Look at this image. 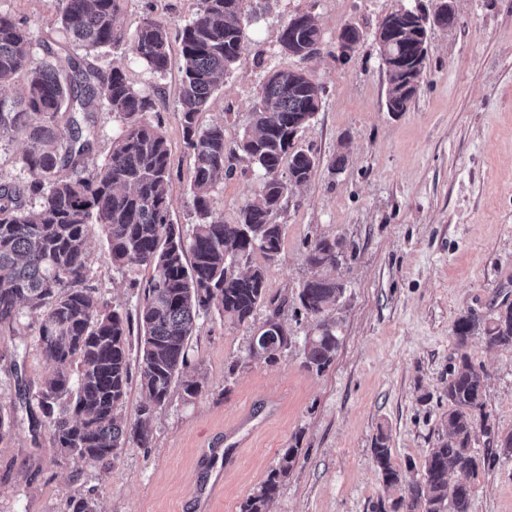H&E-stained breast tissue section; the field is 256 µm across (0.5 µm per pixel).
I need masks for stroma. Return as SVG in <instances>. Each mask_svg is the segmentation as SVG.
<instances>
[{"label":"stroma","instance_id":"obj_1","mask_svg":"<svg viewBox=\"0 0 512 512\" xmlns=\"http://www.w3.org/2000/svg\"><path fill=\"white\" fill-rule=\"evenodd\" d=\"M434 0H270L245 29V50L209 99L204 122L221 121L235 142L251 122L270 68L297 67L279 43L283 26L309 13L322 32L320 52L307 62L324 89L322 107L297 147L319 160L312 178L292 190L274 218L283 225L279 257L266 267L269 297L255 321L278 315L294 344L274 364L249 358L250 331L210 312L192 338L185 379L201 391L184 400L173 385L155 414L147 446L129 442L106 467L64 456L35 395L50 373L28 319L0 326V407L14 425L0 438V512H69L72 497L95 498L98 512H240L285 448L299 460L268 512H379L393 493L383 484L372 448L385 432L400 469L419 470L445 439L448 372L458 356L454 321L473 311L489 315L512 304V0H456L459 23L432 27L426 75L408 111H387L385 70L374 32L401 8L432 12ZM58 0H0V14L27 26L34 44H67L56 21ZM199 0H123L117 25L133 35L151 16L169 26V65L151 72L129 44L93 56L101 70L122 67L156 104L148 121L170 146L171 218L195 222L191 152L177 112L182 56L179 32ZM347 25L364 33L350 57L336 48ZM342 169L332 170L336 156ZM259 186L238 173L211 194L212 210L235 223ZM87 264L92 285L113 308L135 317L145 270L112 263L103 228L89 224ZM347 242L353 256L335 271L346 293L334 317L340 346L317 373L303 365L314 320L295 311L309 276L308 243L321 236ZM466 351L486 374L485 403L499 433L512 432V349L469 339ZM278 396L275 414L239 449L225 471L212 449L241 412ZM472 512H512V460L479 467Z\"/></svg>","mask_w":512,"mask_h":512}]
</instances>
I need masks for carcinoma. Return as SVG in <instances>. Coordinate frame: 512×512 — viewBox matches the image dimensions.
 Masks as SVG:
<instances>
[{
  "label": "carcinoma",
  "instance_id": "obj_1",
  "mask_svg": "<svg viewBox=\"0 0 512 512\" xmlns=\"http://www.w3.org/2000/svg\"><path fill=\"white\" fill-rule=\"evenodd\" d=\"M247 0H200L196 16L180 32L182 88L180 122L193 166L192 204L197 218L183 235L170 219V151L157 125L144 119L156 103L137 91L124 70L104 73L87 60L43 45L51 61L33 52L30 29L0 15V84L23 72L20 97L0 98V140L21 131L27 146L20 157L27 178L0 185V322L24 314L36 324L38 348L51 367L36 393L56 446L89 464L105 465L130 439L146 446L154 414L167 404L171 388L190 363V341L197 320L212 306L233 325L249 323L267 296L265 269L250 265L254 253L271 261L282 250L283 225L273 222L288 193L312 177L317 158L295 148L299 132L322 106L323 88L302 67L273 68L257 97L250 127L234 145L224 123L202 124L201 115L224 73L245 50V28L257 19ZM121 0H59V21L69 42L90 56L122 45L128 38L116 25ZM413 10L402 25L378 41L379 54L397 61L386 71V107L405 112L426 68V27ZM282 28L283 51L303 61L301 52L322 44L310 14L291 18ZM133 53L155 72L169 63L167 25L146 18L129 38ZM122 115L125 129L112 152L90 169L99 129L96 114ZM245 161L260 173L258 191L241 209L237 222L213 216L211 193ZM95 218L105 230L112 262L151 271L137 312L142 402L137 420L119 414L130 383L131 325L108 307L90 285L87 226ZM346 253L345 242L321 236L310 245V276L297 297L316 320L303 345L304 365L324 371L340 344L336 323L328 319L346 293L332 277ZM246 271L236 269L240 263ZM482 333L490 346L512 349V304L482 318L470 311L452 328L456 346ZM292 345L281 322L270 317L251 336L249 356L275 363ZM484 371L461 352L448 375V438L430 449L419 477L409 479L392 462L388 437L379 432L373 457L383 483L401 488L390 512H471L479 465L512 458V433L496 436L494 453L482 459L473 447L476 430L491 434L484 411ZM299 448L280 455L275 468L241 506V512H268ZM459 481L448 487L449 473Z\"/></svg>",
  "mask_w": 512,
  "mask_h": 512
}]
</instances>
